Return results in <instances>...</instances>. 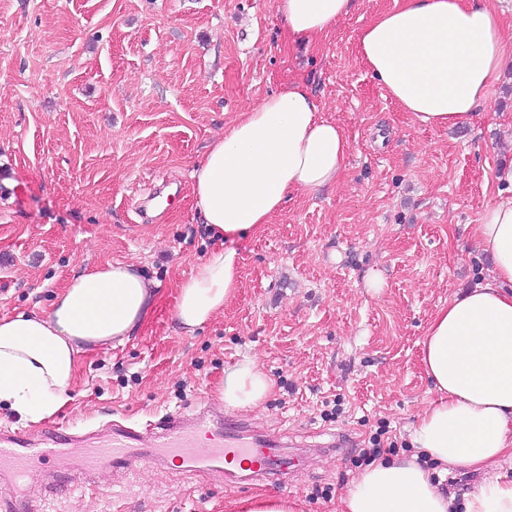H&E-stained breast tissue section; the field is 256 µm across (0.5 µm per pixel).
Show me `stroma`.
I'll list each match as a JSON object with an SVG mask.
<instances>
[{"label":"stroma","mask_w":512,"mask_h":512,"mask_svg":"<svg viewBox=\"0 0 512 512\" xmlns=\"http://www.w3.org/2000/svg\"><path fill=\"white\" fill-rule=\"evenodd\" d=\"M394 5L355 0L310 42L288 35L276 0H0V317L49 309L96 263H136L158 284L134 336L81 354L51 423L97 435L145 426L213 402L225 368L253 358L274 382L254 425L311 450L282 482L188 479L174 461L105 467L44 512H230L258 493L328 512L370 439L411 456V427L435 397L425 330L492 266L472 226L512 165V57L470 123L430 127L357 54L360 29ZM294 82L346 130L348 167L237 241L236 298L183 335L176 286L218 246L192 169L225 124ZM372 273L380 291L366 286ZM332 432L342 452H318Z\"/></svg>","instance_id":"35a3bbf8"}]
</instances>
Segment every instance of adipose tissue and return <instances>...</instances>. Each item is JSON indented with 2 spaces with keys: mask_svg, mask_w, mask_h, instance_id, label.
I'll use <instances>...</instances> for the list:
<instances>
[{
  "mask_svg": "<svg viewBox=\"0 0 512 512\" xmlns=\"http://www.w3.org/2000/svg\"><path fill=\"white\" fill-rule=\"evenodd\" d=\"M353 0H278L290 36L311 41L347 16ZM503 20L487 0H398L358 37L360 60L415 119L451 128L469 121L498 80ZM350 141L318 115L307 86L265 97L227 124L194 168L203 224L227 247L199 260L177 287L174 316L195 333L235 297L241 258L232 240L258 232L294 192L336 186ZM472 236L490 256V276L455 295L429 322L421 363L436 392L410 433V458L380 454L352 479L335 512H512V482L496 471L512 460V198L486 203ZM157 285L135 263L107 262L76 275L49 310L0 318V406L32 422L70 400L80 355L124 345L142 326ZM274 385L246 358L226 368L218 404L255 409ZM440 472H480L464 505L433 483Z\"/></svg>",
  "mask_w": 512,
  "mask_h": 512,
  "instance_id": "ef3b65f1",
  "label": "adipose tissue"
}]
</instances>
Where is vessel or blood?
I'll return each instance as SVG.
<instances>
[{"label": "vessel or blood", "instance_id": "vessel-or-blood-1", "mask_svg": "<svg viewBox=\"0 0 512 512\" xmlns=\"http://www.w3.org/2000/svg\"><path fill=\"white\" fill-rule=\"evenodd\" d=\"M45 447H33L21 434L0 437V474H11L14 481L27 477L33 464L42 457L60 455L68 448L83 450V473H92L98 464L115 469H130L143 461L162 463L167 454H178L185 473L195 475L205 467L223 468L225 462L244 460L253 476L280 477L284 462L276 440L260 434L242 419L201 411L193 416L173 413L155 422L151 440L128 424H115L111 434L97 437L76 435L56 426L41 430ZM42 501L24 498L13 488L0 490V512H42Z\"/></svg>", "mask_w": 512, "mask_h": 512}]
</instances>
